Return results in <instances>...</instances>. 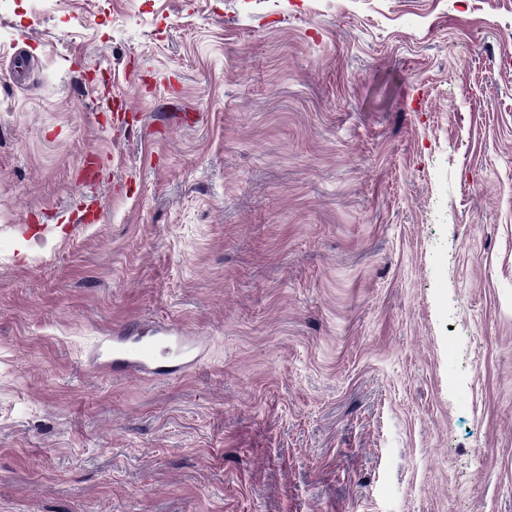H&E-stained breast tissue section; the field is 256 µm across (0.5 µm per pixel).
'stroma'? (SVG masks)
<instances>
[{
    "mask_svg": "<svg viewBox=\"0 0 512 512\" xmlns=\"http://www.w3.org/2000/svg\"><path fill=\"white\" fill-rule=\"evenodd\" d=\"M28 41L0 512H512V0H14ZM167 325L181 374L92 358Z\"/></svg>",
    "mask_w": 512,
    "mask_h": 512,
    "instance_id": "35a3bbf8",
    "label": "stroma"
}]
</instances>
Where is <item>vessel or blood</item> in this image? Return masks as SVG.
I'll return each instance as SVG.
<instances>
[{
  "label": "vessel or blood",
  "mask_w": 512,
  "mask_h": 512,
  "mask_svg": "<svg viewBox=\"0 0 512 512\" xmlns=\"http://www.w3.org/2000/svg\"><path fill=\"white\" fill-rule=\"evenodd\" d=\"M107 365L116 374H167L198 361L196 346L185 337L165 332L160 336H116Z\"/></svg>",
  "instance_id": "obj_1"
}]
</instances>
